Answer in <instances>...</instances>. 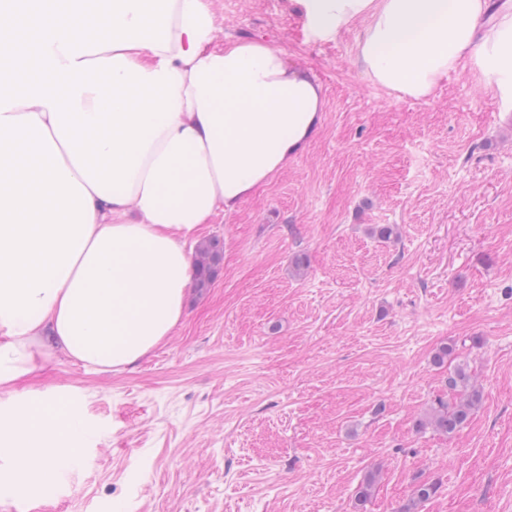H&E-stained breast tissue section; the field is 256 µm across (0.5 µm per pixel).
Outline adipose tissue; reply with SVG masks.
<instances>
[{"label":"adipose tissue","mask_w":512,"mask_h":512,"mask_svg":"<svg viewBox=\"0 0 512 512\" xmlns=\"http://www.w3.org/2000/svg\"><path fill=\"white\" fill-rule=\"evenodd\" d=\"M361 24L373 83L429 97L465 61L512 98V0H300ZM210 0H0V389L57 356L136 363L180 324L202 225L305 148L319 86L261 40L216 45ZM88 434L67 396L0 417L14 492Z\"/></svg>","instance_id":"ef3b65f1"}]
</instances>
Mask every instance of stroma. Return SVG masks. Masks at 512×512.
Segmentation results:
<instances>
[{
  "instance_id": "obj_1",
  "label": "stroma",
  "mask_w": 512,
  "mask_h": 512,
  "mask_svg": "<svg viewBox=\"0 0 512 512\" xmlns=\"http://www.w3.org/2000/svg\"><path fill=\"white\" fill-rule=\"evenodd\" d=\"M216 41L257 39L308 69L323 119L293 162L203 239L211 288L173 336L111 372L57 357L0 413L63 394L89 435L33 512H512V100L479 65L425 99L321 38L299 0H211ZM396 228L391 239L377 231ZM453 347L483 399L455 433L416 429ZM437 484L414 502L416 484Z\"/></svg>"
}]
</instances>
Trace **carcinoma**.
Returning a JSON list of instances; mask_svg holds the SVG:
<instances>
[{
	"label": "carcinoma",
	"mask_w": 512,
	"mask_h": 512,
	"mask_svg": "<svg viewBox=\"0 0 512 512\" xmlns=\"http://www.w3.org/2000/svg\"><path fill=\"white\" fill-rule=\"evenodd\" d=\"M223 260V247L217 238L205 241L195 254V277L193 286L203 292L212 286L217 268ZM448 393L453 395V402L440 400L429 417L416 422V428L423 429L430 425L448 435L464 425L472 411L480 404L481 391L472 384V375L464 364L457 365L448 374L446 380Z\"/></svg>",
	"instance_id": "1"
}]
</instances>
